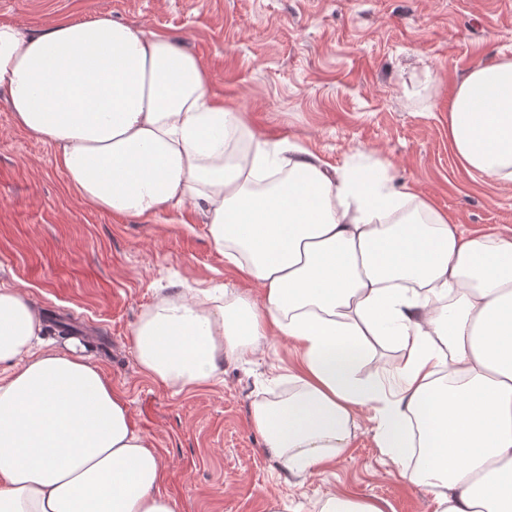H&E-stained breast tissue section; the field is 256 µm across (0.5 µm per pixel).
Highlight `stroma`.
<instances>
[{"instance_id":"35a3bbf8","label":"stroma","mask_w":512,"mask_h":512,"mask_svg":"<svg viewBox=\"0 0 512 512\" xmlns=\"http://www.w3.org/2000/svg\"><path fill=\"white\" fill-rule=\"evenodd\" d=\"M101 15L200 58L269 144L298 143L337 168L382 158L396 185L465 229L512 234V184L470 175L448 144L457 83L475 63L512 57V0H0V20L30 30ZM234 280L191 205L136 219L82 203L53 147L0 99V283L40 306L47 347L64 349L62 325L78 330L160 454L180 512H317L333 492L434 512L430 490L379 448L375 408L320 471L293 478L267 454L249 410L269 372L299 361L282 339L180 394L141 373L132 332L158 298Z\"/></svg>"}]
</instances>
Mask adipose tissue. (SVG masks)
Segmentation results:
<instances>
[{
	"label": "adipose tissue",
	"mask_w": 512,
	"mask_h": 512,
	"mask_svg": "<svg viewBox=\"0 0 512 512\" xmlns=\"http://www.w3.org/2000/svg\"><path fill=\"white\" fill-rule=\"evenodd\" d=\"M0 97L79 200L133 218L191 204L242 280L157 300L133 330L146 377L194 389L284 337L300 356L293 390L249 421L299 477L361 430L377 389L354 371L395 340L380 447L436 512H512L511 234H466L387 163L339 170L270 147L195 55L108 16L0 21ZM448 141L467 172L512 183V58L468 69ZM43 330L39 307L0 283V512H179L123 393L86 356L40 349Z\"/></svg>",
	"instance_id": "1"
}]
</instances>
